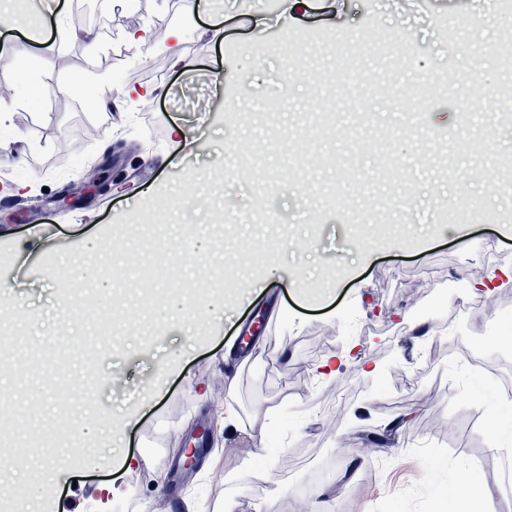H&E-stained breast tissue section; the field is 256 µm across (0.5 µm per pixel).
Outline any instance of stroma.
<instances>
[{
    "instance_id": "obj_1",
    "label": "stroma",
    "mask_w": 512,
    "mask_h": 512,
    "mask_svg": "<svg viewBox=\"0 0 512 512\" xmlns=\"http://www.w3.org/2000/svg\"><path fill=\"white\" fill-rule=\"evenodd\" d=\"M486 2L317 0L275 26L288 46L259 67L251 17L266 0H207L190 24L172 0H124L110 37L86 25L60 46L63 65L41 57L28 32L72 25L69 0H56V21L8 0L17 27L4 35L0 114L18 162L0 179V279L26 277L0 334V398L17 412L0 417V463L25 501L42 497V512H58L67 494L77 512L133 502L138 512H222L230 494L234 512H324L329 500L338 512H426L465 473L482 512L512 496V455L492 449L488 432L497 374L472 393L467 363L512 342V301L477 289L493 265L512 266V186L496 165L512 156V123L494 102L512 82L502 65L512 19L483 17ZM453 16L472 26L451 49L438 21ZM339 27L367 44L354 57L363 80L341 97L313 82L336 68ZM412 54L454 70L439 99H415ZM301 59L306 77L288 83ZM475 68L484 86L471 84ZM75 78L92 91L110 85V106L65 92ZM274 97L285 108L270 121L263 106ZM203 116L186 156L172 126ZM477 136L481 153H457L444 170L441 150ZM117 152L133 175L123 191L59 207L77 164ZM192 194L209 195L236 227L211 258L200 251L211 215L189 206ZM375 196L386 199L379 217L366 206ZM457 200L474 222L440 221ZM145 223V239L118 238ZM115 268L121 277L109 278ZM154 268L165 276L146 278ZM186 289L199 293L202 330L169 317L167 295ZM91 297L123 319L111 349L86 316ZM269 300L274 331L255 358L237 349V331L251 304ZM207 425L213 448L172 501L169 467ZM341 440L351 456L338 454ZM315 476L322 500L296 499L294 485Z\"/></svg>"
}]
</instances>
